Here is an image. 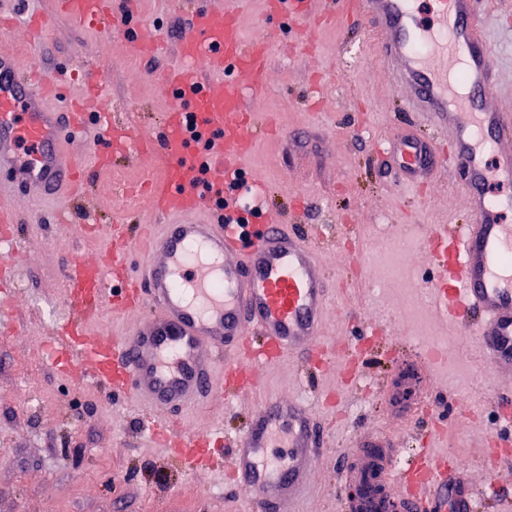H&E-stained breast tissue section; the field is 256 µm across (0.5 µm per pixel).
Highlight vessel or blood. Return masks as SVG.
<instances>
[{
    "mask_svg": "<svg viewBox=\"0 0 512 512\" xmlns=\"http://www.w3.org/2000/svg\"><path fill=\"white\" fill-rule=\"evenodd\" d=\"M329 3L375 34L382 68L427 128L388 142L399 179L412 187L417 177L446 169L458 183L470 221L430 231L442 269L431 304L439 317L475 336L497 385L512 390V225L501 220L512 212V112L493 104L497 68L481 32L478 2L429 0L427 23L418 0ZM266 6L292 16L301 29L312 26L307 0H266ZM60 10L78 24L100 26L113 17L108 0H60ZM27 25L32 42L47 41L54 31L46 13L31 14ZM177 50L182 67L162 78L175 94L162 143L170 163L152 184L161 221L112 250L105 263L71 260L65 288L73 315L62 338L72 379L169 413L209 402L228 387L253 392L269 358L311 360L323 345L331 293L308 236L272 222L240 249L234 225L206 218L207 199L194 183L199 166H207L210 183L218 186L243 163V147L257 133L245 95L266 87L263 43L245 40L238 12L205 9L195 14ZM230 66L238 75L228 79ZM209 75L223 76V84L206 83ZM66 77L60 71L40 78L33 67H19L12 50L0 49L1 257L22 251L11 231L19 221L13 196L58 200L82 192L71 144L87 109L99 103L89 96L64 112L50 108ZM187 112L220 134L206 156L185 145ZM103 137L116 152L149 147L122 123H107ZM135 300L146 301L152 312L128 334L97 330L103 306L126 314ZM146 428L161 446L181 447L185 467L198 472L210 469L211 456L224 445L220 420L198 435H173L154 422ZM322 437L302 397L263 403L232 445L231 486L251 495L262 512H299L312 488ZM359 446V468L343 470L341 481L371 477L382 490L353 504V512H479L481 488L446 456L421 448L402 465L399 449L377 437L362 438Z\"/></svg>",
    "mask_w": 512,
    "mask_h": 512,
    "instance_id": "obj_1",
    "label": "vessel or blood"
}]
</instances>
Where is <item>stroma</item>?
I'll use <instances>...</instances> for the list:
<instances>
[{"label": "stroma", "instance_id": "1", "mask_svg": "<svg viewBox=\"0 0 512 512\" xmlns=\"http://www.w3.org/2000/svg\"><path fill=\"white\" fill-rule=\"evenodd\" d=\"M487 2L484 31L501 74L495 104L508 111L512 0ZM0 8L15 18L4 43L27 65L23 23L32 12L56 11L57 0H0ZM240 14L245 36L264 41L269 65L267 88L248 97L247 107L275 128L253 141L243 169L266 200L259 223L285 219L323 236L320 256L332 288L323 335L329 348L320 368L282 359L263 368L250 396L224 393L181 411L179 420L203 433L220 418L234 436L262 401L303 396L326 423L303 512H342L348 490L337 477L351 462L347 452L358 433L371 428L405 449L421 444L466 457L475 483L494 476L511 484L512 462L488 459L493 437L512 441L500 390L477 360L474 336L439 319L426 291L439 276L428 248L431 226L468 220L453 176L435 177L418 194L378 150L415 118L404 111L364 25L341 17L321 23L308 46L292 19L267 12L264 0H245ZM190 15V7L170 0H137L131 20L109 30L61 16L36 60L48 74L89 72L118 119L159 142L173 103L161 78L180 63L178 40L167 28ZM146 29L162 39L148 57L136 41ZM106 147L100 123L87 122L76 135L72 151L83 158L89 199L69 205L67 222L54 202L13 199L28 247L16 259L15 296L0 311V512H257L253 499L224 484L230 454L208 472L190 471L143 436L139 405L109 402L103 389L76 384L45 361L50 329L68 312L69 259L100 260L108 247L105 237L86 236L83 225L157 221L142 185L146 175L163 177L168 157H116L103 168L96 155ZM417 338L448 345L447 358L419 370L423 413L395 401L398 372L415 363ZM467 387L484 391L486 402L461 405Z\"/></svg>", "mask_w": 512, "mask_h": 512}]
</instances>
